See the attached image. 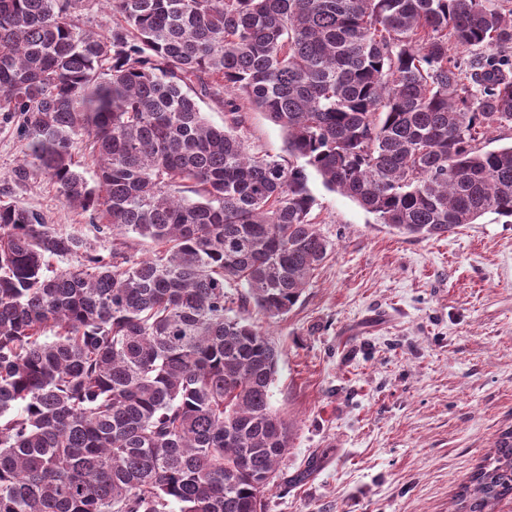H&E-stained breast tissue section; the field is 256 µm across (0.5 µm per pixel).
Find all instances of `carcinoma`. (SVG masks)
Instances as JSON below:
<instances>
[{
  "label": "carcinoma",
  "instance_id": "obj_1",
  "mask_svg": "<svg viewBox=\"0 0 512 512\" xmlns=\"http://www.w3.org/2000/svg\"><path fill=\"white\" fill-rule=\"evenodd\" d=\"M0 0V112L23 116L14 177L38 170L132 261L0 199V512H264L292 430L281 352L225 313L285 315L332 244L307 169L399 234L512 218V9L495 0ZM481 46L489 54H460ZM224 112L211 124L201 104ZM282 129L249 149L246 108ZM97 166L75 169L77 140ZM78 265L57 272L54 258ZM512 498V429L454 512ZM86 28L99 33L112 29V11L95 0H83L80 7ZM244 136L252 149L283 159L285 163H301L288 154L283 132L267 116L265 112L250 109L246 112ZM115 244L118 245L117 247H121V250L124 251L127 256L136 261L152 256L156 248L150 241L133 236L114 240L113 247Z\"/></svg>",
  "mask_w": 512,
  "mask_h": 512
}]
</instances>
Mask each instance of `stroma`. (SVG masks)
<instances>
[{"label": "stroma", "mask_w": 512, "mask_h": 512, "mask_svg": "<svg viewBox=\"0 0 512 512\" xmlns=\"http://www.w3.org/2000/svg\"><path fill=\"white\" fill-rule=\"evenodd\" d=\"M18 128L0 116V198L108 255L100 220L65 206L45 175L15 181ZM244 135L288 159L266 113L249 110ZM308 186L332 251L297 303L271 320L224 290L228 315L281 352L271 404L292 437L266 512H451L512 426V223L489 212L444 237H405L318 175Z\"/></svg>", "instance_id": "stroma-1"}]
</instances>
